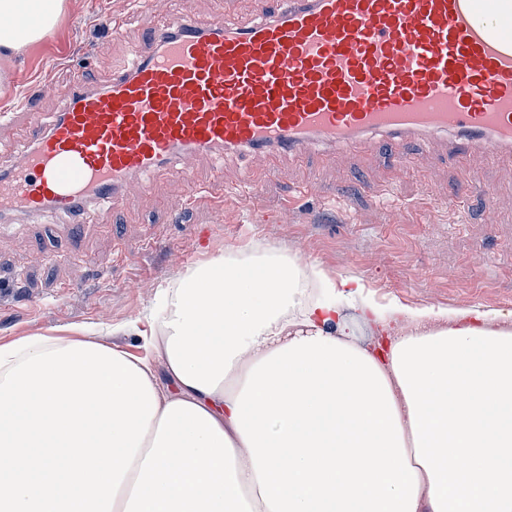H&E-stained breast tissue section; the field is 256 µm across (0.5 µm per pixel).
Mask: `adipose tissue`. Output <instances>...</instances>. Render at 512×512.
I'll return each instance as SVG.
<instances>
[{"mask_svg": "<svg viewBox=\"0 0 512 512\" xmlns=\"http://www.w3.org/2000/svg\"><path fill=\"white\" fill-rule=\"evenodd\" d=\"M63 11L0 0V48ZM362 290L276 250L179 276L152 318L159 361L136 362L157 410L112 512H512V328Z\"/></svg>", "mask_w": 512, "mask_h": 512, "instance_id": "1", "label": "adipose tissue"}]
</instances>
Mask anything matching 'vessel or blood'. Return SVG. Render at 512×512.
<instances>
[{
	"label": "vessel or blood",
	"mask_w": 512,
	"mask_h": 512,
	"mask_svg": "<svg viewBox=\"0 0 512 512\" xmlns=\"http://www.w3.org/2000/svg\"><path fill=\"white\" fill-rule=\"evenodd\" d=\"M64 112L26 109L31 149L0 174V215L119 207L145 174L226 150L393 147L437 132L512 155V0H275L242 27L151 30L122 72Z\"/></svg>",
	"instance_id": "b4317fda"
}]
</instances>
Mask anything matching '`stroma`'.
Masks as SVG:
<instances>
[{
  "label": "stroma",
  "instance_id": "stroma-1",
  "mask_svg": "<svg viewBox=\"0 0 512 512\" xmlns=\"http://www.w3.org/2000/svg\"><path fill=\"white\" fill-rule=\"evenodd\" d=\"M262 0H66L44 40L0 56V114L35 99L44 122L64 109L73 75L111 79L144 27L176 17L241 25ZM122 23L123 38L103 28ZM436 133L392 150L373 134L357 150L317 146L274 167L242 151L222 165L196 157L146 175L151 190L119 210L90 203L80 223L47 214L0 230V346L27 336H75L94 327L99 343L152 358V310L181 274L227 254L276 249L332 279L354 278L365 296L408 310H491L512 326V159L473 151L454 157ZM256 195L237 186L245 170ZM223 183V203L203 188ZM73 261H64V254ZM57 262H49V255Z\"/></svg>",
  "mask_w": 512,
  "mask_h": 512
}]
</instances>
